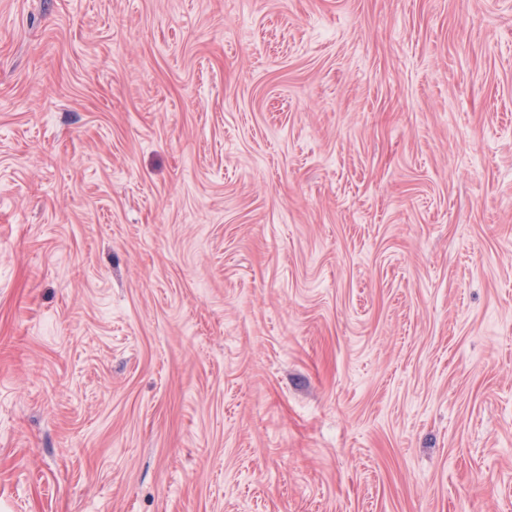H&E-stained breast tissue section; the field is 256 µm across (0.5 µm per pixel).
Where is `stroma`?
<instances>
[{
	"mask_svg": "<svg viewBox=\"0 0 512 512\" xmlns=\"http://www.w3.org/2000/svg\"><path fill=\"white\" fill-rule=\"evenodd\" d=\"M0 512H512V0H0Z\"/></svg>",
	"mask_w": 512,
	"mask_h": 512,
	"instance_id": "stroma-1",
	"label": "stroma"
}]
</instances>
